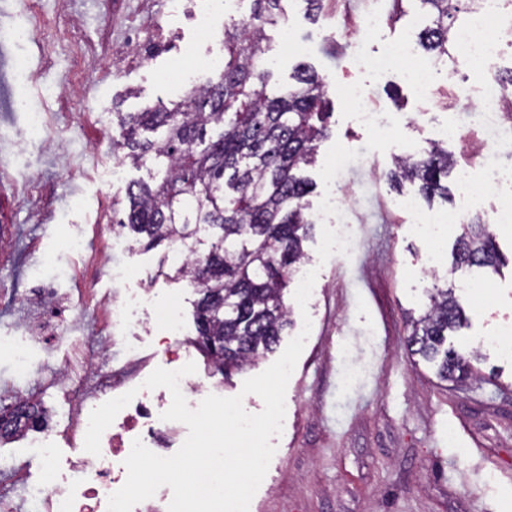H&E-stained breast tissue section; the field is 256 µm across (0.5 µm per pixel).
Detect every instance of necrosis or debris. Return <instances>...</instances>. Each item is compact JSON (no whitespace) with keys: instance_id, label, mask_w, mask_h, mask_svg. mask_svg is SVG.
Returning <instances> with one entry per match:
<instances>
[{"instance_id":"4bbe7bcc","label":"necrosis or debris","mask_w":512,"mask_h":512,"mask_svg":"<svg viewBox=\"0 0 512 512\" xmlns=\"http://www.w3.org/2000/svg\"><path fill=\"white\" fill-rule=\"evenodd\" d=\"M510 34L512 9H504L499 0H483L473 21L454 34L455 57L474 65L494 63L501 55L505 36ZM466 116V125L451 121L436 133L440 142L464 138L472 131L481 135L472 146L480 156L478 164L467 163L458 170L461 188L458 207L443 214H425L416 197L406 195L399 200L400 209L413 223L422 226L426 238L431 240L442 224L459 223L477 198L493 201L487 214L488 224L494 227L512 224V205L497 202L503 183L512 180V174L498 164L503 149L512 145V85L495 77L485 81ZM38 300V311L26 326L27 339L46 346L57 344L77 307L73 304L60 306L50 288L41 289ZM158 317L164 332L158 363L168 370L180 369L195 358L193 345L183 335L180 312L171 305L159 312ZM77 367L89 373L90 381L72 394L64 425L29 418L31 408L43 404L42 388L15 396L16 416L7 439L39 449L40 456L34 462L26 460L8 466V474L0 483V512H108L109 496L126 480L124 461L134 439H141L151 448L157 445L163 431H183L182 423L161 418L170 406V392L164 388H144L146 372L131 368L127 363L114 366L108 348L80 351L66 363L65 376H72ZM129 391L134 398L103 433L100 455L85 452L83 445L91 411L104 399ZM59 436L79 450L76 458L63 464L54 451V441Z\"/></svg>"}]
</instances>
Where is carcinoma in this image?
<instances>
[{
    "instance_id": "obj_1",
    "label": "carcinoma",
    "mask_w": 512,
    "mask_h": 512,
    "mask_svg": "<svg viewBox=\"0 0 512 512\" xmlns=\"http://www.w3.org/2000/svg\"><path fill=\"white\" fill-rule=\"evenodd\" d=\"M282 0H253L249 19L224 26V69L216 84L190 90L173 107L128 112L112 149L134 167L156 168L152 182L126 188L120 227L147 248L182 241L196 257L176 275L194 283L197 348L229 376L279 345L293 325L284 293L305 259L303 241L314 183L305 170L327 136V85L299 65L293 83L268 91L261 24H276ZM425 23L418 44L429 58L450 55L452 31L470 21L480 0H416ZM455 160L433 143L418 157L397 156L390 181L418 185L428 197L448 195L442 180ZM207 236L208 249L195 245ZM503 264L493 234L480 218L461 225L451 272ZM465 320L451 287L431 289L429 303L411 319L409 346L452 383L473 376L476 352L448 346V333Z\"/></svg>"
}]
</instances>
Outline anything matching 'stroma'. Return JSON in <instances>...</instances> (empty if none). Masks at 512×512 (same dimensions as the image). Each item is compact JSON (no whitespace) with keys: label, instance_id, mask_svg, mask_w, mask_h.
I'll list each match as a JSON object with an SVG mask.
<instances>
[{"label":"stroma","instance_id":"1","mask_svg":"<svg viewBox=\"0 0 512 512\" xmlns=\"http://www.w3.org/2000/svg\"><path fill=\"white\" fill-rule=\"evenodd\" d=\"M369 9L381 20L364 40L367 62L358 63L347 33ZM414 9L413 0H323L313 19L304 0H282L278 23L265 28L272 46L266 56L270 88L287 86L294 67L308 64L327 82L330 118L329 137L311 172L314 228L303 265L318 276L306 311L294 309L283 338L297 336L304 319L312 328L288 382L283 432L274 440L276 452L252 499L253 512H512V359L481 344L503 320H512V229L493 232L507 259L499 273H452L460 225L442 228L439 258L427 263L428 240L397 206L400 194L417 189L399 191L388 180L394 157L429 148L431 122L461 120L469 92L488 71L440 68L435 89L424 95L409 64L375 68L373 58L388 43L414 42ZM164 18L163 7L144 9L143 0H0V240L9 248L0 256V342L23 336L34 313L30 288L46 283L64 298L86 291L61 343L26 344L30 376H17L11 354L0 353V393L43 383L81 340H104L111 333L104 302L145 288L152 300L137 308L145 326L121 334L113 358H123L128 344L151 353L159 329L155 311L168 304L179 307L186 336L196 335L195 289L158 274L168 246L145 248L120 228L112 206L124 198L128 182L150 178L147 169L129 167L124 183L112 181L118 113L171 106L183 88L160 81V74L224 54L223 28L203 36L187 25L146 68L107 74L117 48ZM24 26L32 37L19 49L11 33ZM285 39L292 44L286 52L280 48ZM19 62L31 75L21 94L13 81ZM350 84L365 88L378 111L402 116L391 140L357 125L344 98ZM460 86L467 96L456 95ZM31 110L46 113L55 148L26 138ZM366 149L375 157L330 180L337 155ZM18 173L29 180L21 195L8 187ZM338 186L350 197L340 230L351 234V247L323 262L317 248L330 216L322 206ZM116 236L126 245L118 258L112 253ZM74 238L82 240V251L68 249ZM435 284L454 286L465 309L455 347L483 355L479 375L463 385L440 381L433 365L407 346V317L421 312ZM275 359L267 354L231 379L217 374L207 383L221 387L224 396H242L248 412H260L262 399L241 389Z\"/></svg>","mask_w":512,"mask_h":512}]
</instances>
